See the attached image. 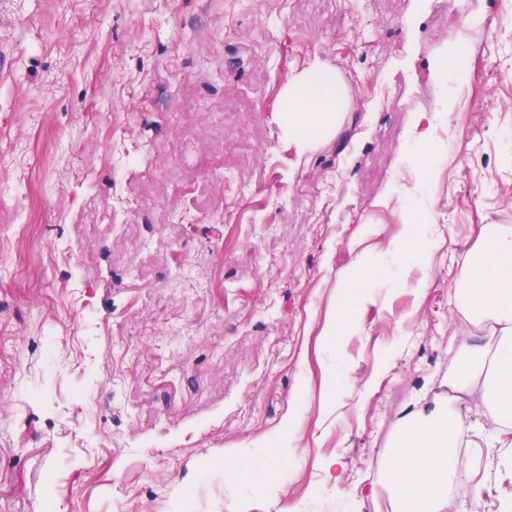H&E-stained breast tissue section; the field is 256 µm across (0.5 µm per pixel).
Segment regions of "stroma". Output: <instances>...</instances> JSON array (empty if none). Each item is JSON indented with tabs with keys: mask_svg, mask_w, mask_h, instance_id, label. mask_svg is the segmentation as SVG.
I'll return each mask as SVG.
<instances>
[{
	"mask_svg": "<svg viewBox=\"0 0 512 512\" xmlns=\"http://www.w3.org/2000/svg\"><path fill=\"white\" fill-rule=\"evenodd\" d=\"M225 2L0 0V512H390L377 462L470 336L448 292L481 227L512 226V24L472 31L479 93L449 97V141L422 159L413 113L388 106L419 70L443 85L457 43L431 0ZM317 64L348 103L302 147L279 109ZM423 198L433 249L395 266ZM360 255L377 275L359 325L326 343ZM292 413L283 475L226 484ZM504 455L463 449L484 486L467 512L512 496Z\"/></svg>",
	"mask_w": 512,
	"mask_h": 512,
	"instance_id": "1",
	"label": "stroma"
}]
</instances>
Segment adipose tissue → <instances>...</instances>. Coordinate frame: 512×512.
Wrapping results in <instances>:
<instances>
[{
  "label": "adipose tissue",
  "mask_w": 512,
  "mask_h": 512,
  "mask_svg": "<svg viewBox=\"0 0 512 512\" xmlns=\"http://www.w3.org/2000/svg\"><path fill=\"white\" fill-rule=\"evenodd\" d=\"M345 107L335 71L316 67L289 80L283 112L288 135L306 145L335 131ZM373 266L356 261L329 317L327 336L356 324ZM450 305L474 328L448 371V394L415 399L378 463L391 512H445L450 496L478 500L481 484L458 470L461 448L469 446L465 420L479 397L501 437L512 447V227L484 225L480 244L469 255L450 294Z\"/></svg>",
  "instance_id": "1"
}]
</instances>
